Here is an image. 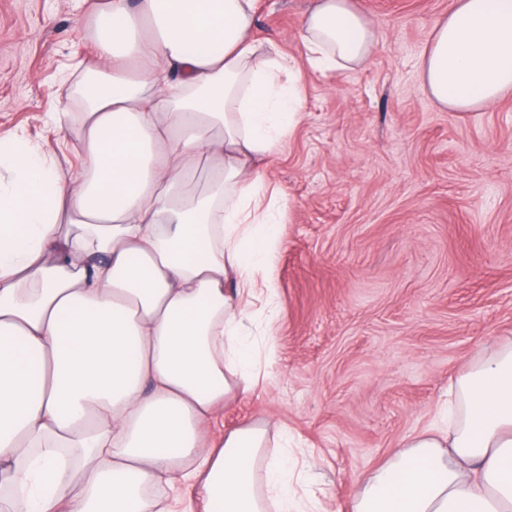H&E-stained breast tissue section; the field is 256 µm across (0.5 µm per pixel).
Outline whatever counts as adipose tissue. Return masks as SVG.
I'll use <instances>...</instances> for the list:
<instances>
[{"mask_svg":"<svg viewBox=\"0 0 512 512\" xmlns=\"http://www.w3.org/2000/svg\"><path fill=\"white\" fill-rule=\"evenodd\" d=\"M257 0H106L84 166L0 135V512H309L269 430L206 426L261 381L246 311L281 210L262 176L302 118L303 68L378 45L313 0L304 60L252 36ZM457 112L512 95V0H452L420 58ZM459 418L367 472L346 512H512V339L455 389Z\"/></svg>","mask_w":512,"mask_h":512,"instance_id":"1","label":"adipose tissue"}]
</instances>
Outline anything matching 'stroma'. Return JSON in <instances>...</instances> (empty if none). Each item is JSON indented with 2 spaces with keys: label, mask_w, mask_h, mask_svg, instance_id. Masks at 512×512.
<instances>
[{
  "label": "stroma",
  "mask_w": 512,
  "mask_h": 512,
  "mask_svg": "<svg viewBox=\"0 0 512 512\" xmlns=\"http://www.w3.org/2000/svg\"><path fill=\"white\" fill-rule=\"evenodd\" d=\"M312 0H258L253 34L299 56ZM379 34L344 73L301 81L303 118L264 168L284 206L274 325L252 316L262 384L213 424L285 432L297 494L343 512L354 485L428 428L448 389L512 338V96L439 106L419 78L451 0H355ZM89 0H0V134L84 163L75 87L94 63Z\"/></svg>",
  "instance_id": "1"
}]
</instances>
